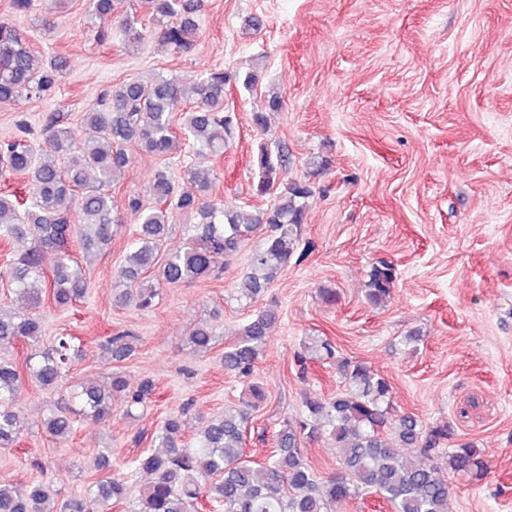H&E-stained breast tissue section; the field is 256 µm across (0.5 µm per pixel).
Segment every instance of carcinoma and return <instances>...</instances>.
Returning <instances> with one entry per match:
<instances>
[{"label":"carcinoma","mask_w":512,"mask_h":512,"mask_svg":"<svg viewBox=\"0 0 512 512\" xmlns=\"http://www.w3.org/2000/svg\"><path fill=\"white\" fill-rule=\"evenodd\" d=\"M156 22L155 36L176 51L194 46L199 37V19L207 0H144ZM92 15L100 21L98 38L118 32L130 43L145 39L133 16L115 14V0H90ZM62 62L47 67L36 64L35 54L20 33L0 22V103L22 94L41 96L62 77ZM237 81L250 91L258 83L254 71L230 77L215 70L200 77L186 91L177 77L160 75L150 82L133 80L113 86L101 103L85 112L83 119L96 136L81 140L69 127L58 126L49 116L41 144L23 137L0 143V176H25L23 191L0 190V243L21 245L23 252L7 271L6 287L24 302L22 314H0V343L21 341L30 347L44 335L40 313L43 295L52 294L55 307L65 309L88 291L86 269L72 254L73 239L84 252L112 242L122 218L112 190L117 176L130 165L127 146L159 157L174 153L180 140L187 141L183 173L198 186V192H180L170 170H157L150 194L154 205L129 197L124 210L137 223V237L117 272L116 302L140 309L153 305L158 289L146 273L153 269L169 285L190 284L223 270L252 237L262 235L260 246L249 259V272L238 287L239 297L260 296L277 275L288 270L296 257L306 202L314 187L304 180L286 185L279 172L288 163L287 149L259 148L258 191L274 194V203L262 211L215 203L208 163L224 154L233 118L224 109V89ZM192 106L180 114L179 132L173 131V112L178 103ZM277 96L265 100V110L253 113V124L267 128L266 111L278 112ZM193 220L186 225L183 250L158 263L162 242L176 214ZM52 266L46 265V260ZM394 283L391 265L382 262L369 275L367 301L380 305L390 296ZM274 309H264L245 320L233 343L224 349V370L241 377L252 374L277 322ZM216 330L198 324L188 341L207 351ZM99 349L114 361L134 352L133 336L117 333L104 337ZM79 351L73 340L60 338L55 347L27 355L24 364L0 360V448L18 444L16 425L19 395L28 377L45 390L63 382L71 353ZM335 357L331 342L308 337L301 362ZM344 389L330 398L304 395L305 414L299 420H284L275 432V448L263 462L246 458V431L252 412L267 399L258 382L248 386L243 408L226 410L208 420L204 431L191 443L185 440L186 411L170 414L152 437L154 449L123 464L133 474L143 472L150 481L135 490L124 476L114 475L88 484L68 500L58 501L51 485L35 481L24 487L0 483V512H91L132 502L130 512H199L203 501L222 512H333V508L368 494L382 499L390 512H448L452 478L466 475L481 480L489 469L485 452L472 442L452 444L448 425L427 427L418 418L392 413L391 385L361 361L340 363ZM156 383L144 378L129 387L118 372L104 389L86 382L73 393L80 412L97 420L112 418L114 395L126 398L125 415L135 416L155 395ZM74 421L53 413L42 422L52 437L72 433ZM327 433L343 454L341 472L324 480L305 460L301 441Z\"/></svg>","instance_id":"1"}]
</instances>
